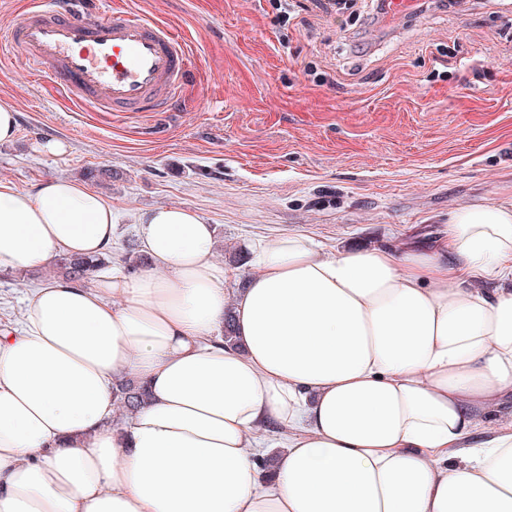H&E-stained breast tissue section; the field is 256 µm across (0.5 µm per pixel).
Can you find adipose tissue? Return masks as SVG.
<instances>
[{
    "mask_svg": "<svg viewBox=\"0 0 512 512\" xmlns=\"http://www.w3.org/2000/svg\"><path fill=\"white\" fill-rule=\"evenodd\" d=\"M135 222L147 269L49 278L0 329V512H512V202L456 209L438 254L283 232L237 288L194 209ZM115 228L80 181L0 182V274Z\"/></svg>",
    "mask_w": 512,
    "mask_h": 512,
    "instance_id": "obj_1",
    "label": "adipose tissue"
}]
</instances>
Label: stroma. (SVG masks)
Segmentation results:
<instances>
[{
  "label": "stroma",
  "instance_id": "stroma-1",
  "mask_svg": "<svg viewBox=\"0 0 512 512\" xmlns=\"http://www.w3.org/2000/svg\"><path fill=\"white\" fill-rule=\"evenodd\" d=\"M184 30L193 78L177 112H89L8 63L0 100L18 113L0 182L29 190L108 167L119 216L192 207L224 253L283 231L328 248L434 251L456 208L512 201V0H460L374 21L303 0L282 26L272 0H114ZM324 75L315 84L312 73ZM65 153H40L42 142Z\"/></svg>",
  "mask_w": 512,
  "mask_h": 512
}]
</instances>
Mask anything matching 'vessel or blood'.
Listing matches in <instances>:
<instances>
[{
    "label": "vessel or blood",
    "instance_id": "1",
    "mask_svg": "<svg viewBox=\"0 0 512 512\" xmlns=\"http://www.w3.org/2000/svg\"><path fill=\"white\" fill-rule=\"evenodd\" d=\"M0 40L91 112L179 109L190 72L177 28L107 0H32Z\"/></svg>",
    "mask_w": 512,
    "mask_h": 512
}]
</instances>
